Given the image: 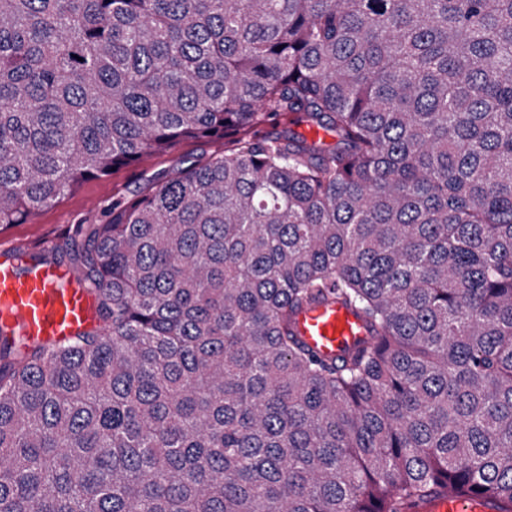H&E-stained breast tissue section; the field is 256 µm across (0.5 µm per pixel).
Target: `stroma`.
I'll return each instance as SVG.
<instances>
[{
  "label": "stroma",
  "instance_id": "35a3bbf8",
  "mask_svg": "<svg viewBox=\"0 0 512 512\" xmlns=\"http://www.w3.org/2000/svg\"><path fill=\"white\" fill-rule=\"evenodd\" d=\"M223 150L224 142L220 139L194 142L168 155L141 159L113 175L88 180L59 203L39 211L24 223L0 228V253L21 247L30 259L47 253L73 225L97 223L113 200L135 196L146 177L180 168L183 155L207 156Z\"/></svg>",
  "mask_w": 512,
  "mask_h": 512
}]
</instances>
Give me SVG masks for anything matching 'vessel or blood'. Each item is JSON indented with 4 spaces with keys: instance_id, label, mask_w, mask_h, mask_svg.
Masks as SVG:
<instances>
[{
    "instance_id": "1",
    "label": "vessel or blood",
    "mask_w": 512,
    "mask_h": 512,
    "mask_svg": "<svg viewBox=\"0 0 512 512\" xmlns=\"http://www.w3.org/2000/svg\"><path fill=\"white\" fill-rule=\"evenodd\" d=\"M0 325L31 345L58 344L96 327L95 302L61 266L35 265L20 275L5 258L0 260ZM295 329L304 343L327 359L343 355L369 334L365 323L338 302L302 309ZM501 507L492 497L448 492L417 503L411 512H500Z\"/></svg>"
}]
</instances>
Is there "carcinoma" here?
Listing matches in <instances>:
<instances>
[{
    "label": "carcinoma",
    "mask_w": 512,
    "mask_h": 512,
    "mask_svg": "<svg viewBox=\"0 0 512 512\" xmlns=\"http://www.w3.org/2000/svg\"><path fill=\"white\" fill-rule=\"evenodd\" d=\"M218 137L41 259L97 329H0V512H512V0H0V226ZM295 329L319 356L334 359L369 336L365 323L339 302H328L298 312ZM502 503L493 497H471L459 492H448L443 496L419 502L411 512H499Z\"/></svg>",
    "instance_id": "obj_1"
}]
</instances>
